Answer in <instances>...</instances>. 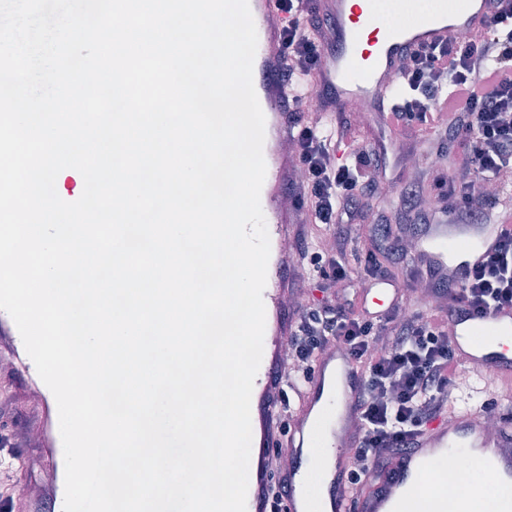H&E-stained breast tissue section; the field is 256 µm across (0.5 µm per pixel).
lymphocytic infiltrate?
<instances>
[{"label": "lymphocytic infiltrate", "mask_w": 512, "mask_h": 512, "mask_svg": "<svg viewBox=\"0 0 512 512\" xmlns=\"http://www.w3.org/2000/svg\"><path fill=\"white\" fill-rule=\"evenodd\" d=\"M488 2L486 32L422 46L402 58L404 93L389 130L428 143L431 161L388 212L378 214L385 160L366 143L362 125L347 112L306 108L324 64L330 18L309 0H278L285 18L279 81L288 90V140L300 172L288 181L290 205L300 215L295 275L316 282L323 294L321 303H301L293 311L281 381L303 386L332 345L344 346L360 368L348 485L356 507L390 460L414 448L448 414L460 377L449 331L456 307L476 314L512 307V232L459 285L426 276L404 240L415 224L512 220V0ZM446 148L455 155L450 170L439 161ZM432 197L443 199V207L425 208ZM368 217L377 225L374 234L357 236L355 220ZM317 224L329 228L327 242L314 239ZM356 251L365 256L359 270L348 261ZM384 258L404 265L409 292L426 289L438 304L421 307L408 292L385 312L354 311L359 287L384 277Z\"/></svg>", "instance_id": "obj_1"}]
</instances>
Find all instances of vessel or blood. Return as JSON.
I'll list each match as a JSON object with an SVG mask.
<instances>
[{
	"label": "vessel or blood",
	"instance_id": "b4317fda",
	"mask_svg": "<svg viewBox=\"0 0 512 512\" xmlns=\"http://www.w3.org/2000/svg\"><path fill=\"white\" fill-rule=\"evenodd\" d=\"M319 5L329 12L336 36L317 79V93L331 96L341 112L365 103L384 125L389 122L395 99L399 63L409 49L445 43L462 29L483 31L489 23L487 0H442L437 8L422 12L418 19L397 17L388 23L380 20L371 0H319ZM249 6L258 35L253 86L266 120V177L260 201L269 238L275 243L287 225L298 221L294 211L278 204L293 168L292 159L281 156L278 150L288 127L283 105L287 91L278 80L282 21L277 0H249ZM504 230L501 224H428L419 239V252L437 280L450 277L460 283L494 251ZM282 271L283 262L279 259L267 268L263 301L266 308L274 311L280 306ZM366 291L379 295L391 306L399 299L402 288L396 281L382 279L367 284ZM452 325L459 365L512 384V309L494 310L482 318L459 310ZM0 339L11 345L30 383L41 392L52 467L47 495L52 512H63L64 453L55 398L39 377L12 318L2 310ZM269 369V359H262L251 397L263 412L268 409L265 394L270 384ZM361 385L362 376L343 346H332L317 358L289 421L290 460L283 474L288 512H312L304 485L313 472L320 476L323 512H351L346 450L354 445L358 427L356 400ZM448 414L449 421L435 422L415 448L394 460L390 476L366 495L362 512H402L405 498L427 485L435 478L439 463L450 459L464 460L496 480L512 482V424L502 425L497 438L492 439L485 433L479 411L456 405L449 408ZM267 441L266 432L252 435L254 455L247 512H265L259 491Z\"/></svg>",
	"mask_w": 512,
	"mask_h": 512
}]
</instances>
